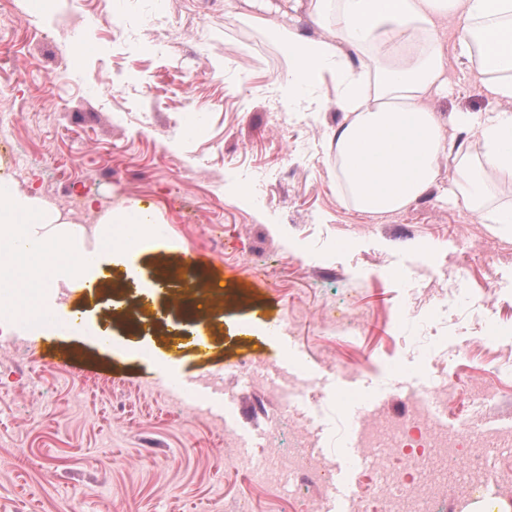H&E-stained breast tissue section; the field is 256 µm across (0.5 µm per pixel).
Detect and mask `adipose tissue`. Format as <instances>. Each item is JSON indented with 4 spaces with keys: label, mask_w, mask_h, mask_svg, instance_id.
I'll return each mask as SVG.
<instances>
[{
    "label": "adipose tissue",
    "mask_w": 512,
    "mask_h": 512,
    "mask_svg": "<svg viewBox=\"0 0 512 512\" xmlns=\"http://www.w3.org/2000/svg\"><path fill=\"white\" fill-rule=\"evenodd\" d=\"M289 23L273 19L271 0H258L259 22L288 61L279 83L289 110L310 111L311 94L332 81L345 117L328 136L346 201L382 215L402 210L435 182L441 155L453 153L457 177L449 196L485 223L512 224V204L490 206L488 185L512 180V0H283ZM328 28L306 34L297 15ZM454 21L459 54L484 82L497 109L456 113L444 123L431 106L448 87L438 25ZM482 144L472 157L457 132ZM92 246L82 226L62 220L40 195L0 173V286L25 281L39 288L92 285L112 256V227L149 238L155 219L136 202L105 210ZM97 261H86L87 252Z\"/></svg>",
    "instance_id": "ef3b65f1"
}]
</instances>
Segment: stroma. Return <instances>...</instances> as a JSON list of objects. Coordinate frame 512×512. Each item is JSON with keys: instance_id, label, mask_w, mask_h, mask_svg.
Listing matches in <instances>:
<instances>
[{"instance_id": "stroma-1", "label": "stroma", "mask_w": 512, "mask_h": 512, "mask_svg": "<svg viewBox=\"0 0 512 512\" xmlns=\"http://www.w3.org/2000/svg\"><path fill=\"white\" fill-rule=\"evenodd\" d=\"M161 8L180 31L165 53L152 26ZM251 12L225 10L224 0H62L37 16L10 0L0 15L9 48L0 108L18 138L49 153L54 189L102 205L135 201L167 231L115 252L93 289L56 300L89 331L29 325L0 335V512H224L246 487L256 512H293L224 466L278 413L271 392L238 374L246 358L315 388L295 411L330 456L347 429L342 365L385 383L392 414L413 378L462 377L502 397L483 410L449 402V422L512 421V225L483 223L449 196L448 155L434 186L401 211L374 216L343 201L325 144L344 119L333 87L315 91L321 112L285 111L274 88L288 65ZM53 24L61 34L43 40ZM200 24L210 30L203 48L192 38ZM441 38L440 116L495 109L454 27ZM197 112L196 135L183 139ZM216 280L223 299L192 316L185 302ZM349 300L360 328L336 333L323 310ZM272 321L288 353L267 338ZM96 326L111 344L98 342ZM172 367L194 382L223 374L224 391L195 384L190 410L175 412L161 381Z\"/></svg>"}]
</instances>
